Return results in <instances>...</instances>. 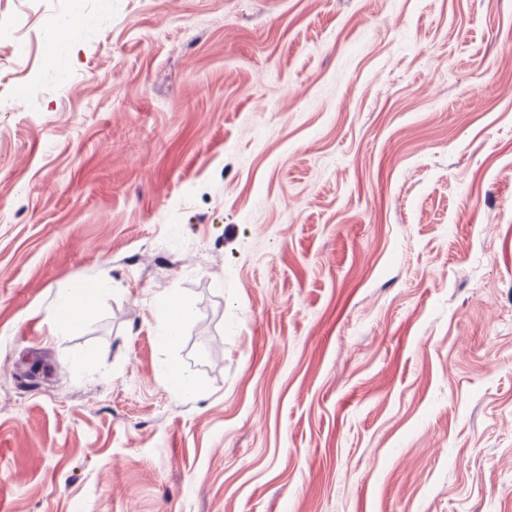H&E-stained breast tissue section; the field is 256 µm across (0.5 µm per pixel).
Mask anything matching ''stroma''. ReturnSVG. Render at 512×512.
Wrapping results in <instances>:
<instances>
[{
    "instance_id": "1",
    "label": "stroma",
    "mask_w": 512,
    "mask_h": 512,
    "mask_svg": "<svg viewBox=\"0 0 512 512\" xmlns=\"http://www.w3.org/2000/svg\"><path fill=\"white\" fill-rule=\"evenodd\" d=\"M26 11L51 75L0 42V512H512V0ZM107 288V281H94L64 290L51 310L50 321L59 328L86 322L96 314L98 298ZM155 310L165 326L164 342L167 345L176 344L180 335V327L188 319L190 310L175 289L166 291L158 297Z\"/></svg>"
}]
</instances>
